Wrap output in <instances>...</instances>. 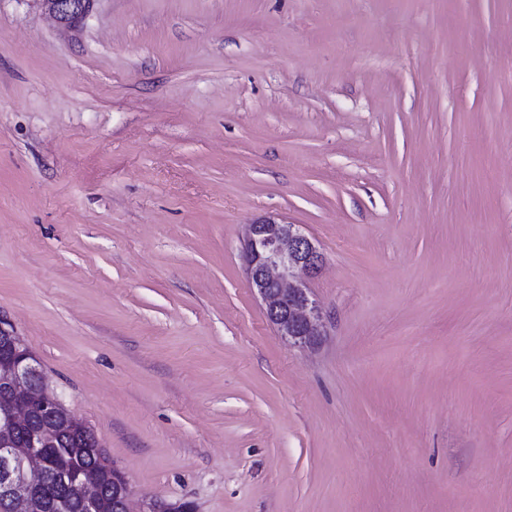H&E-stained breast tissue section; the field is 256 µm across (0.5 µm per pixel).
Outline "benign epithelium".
I'll return each mask as SVG.
<instances>
[{"label":"benign epithelium","mask_w":512,"mask_h":512,"mask_svg":"<svg viewBox=\"0 0 512 512\" xmlns=\"http://www.w3.org/2000/svg\"><path fill=\"white\" fill-rule=\"evenodd\" d=\"M59 24L73 28L93 11L96 0H34ZM246 287L262 303L267 319L288 343L308 347L326 331L322 307L307 288L319 272L323 257L314 240L298 224L273 218L245 225L242 242ZM38 415L59 417L64 424L81 427L61 397L44 382L37 361L22 349L15 326L0 319V512H30L55 484L62 494L49 501L63 508L79 500L88 512L103 497L101 474L85 469L75 474H53L43 449L54 445L60 428L44 424L30 434L32 449L16 453V436L28 430Z\"/></svg>","instance_id":"1"}]
</instances>
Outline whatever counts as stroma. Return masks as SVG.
<instances>
[{
  "instance_id": "stroma-1",
  "label": "stroma",
  "mask_w": 512,
  "mask_h": 512,
  "mask_svg": "<svg viewBox=\"0 0 512 512\" xmlns=\"http://www.w3.org/2000/svg\"><path fill=\"white\" fill-rule=\"evenodd\" d=\"M1 317L136 505L512 512V0H0ZM97 0H35L59 24L73 28L80 25L93 11ZM242 252L246 286L278 335L294 346L315 344L326 318L307 288L323 264L314 240L298 224L265 218L245 225Z\"/></svg>"
}]
</instances>
